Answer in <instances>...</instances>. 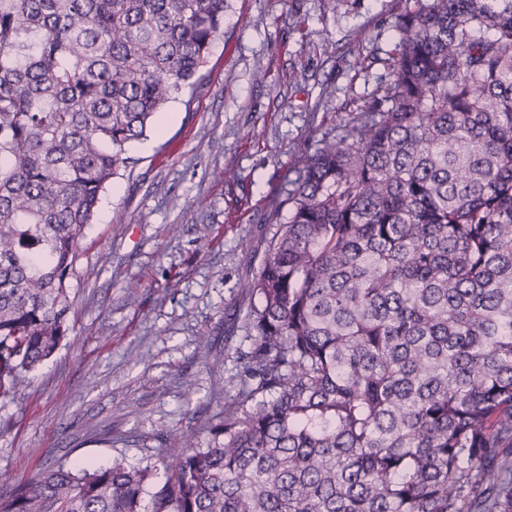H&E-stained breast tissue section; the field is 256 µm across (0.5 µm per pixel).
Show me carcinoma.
Returning a JSON list of instances; mask_svg holds the SVG:
<instances>
[{
  "label": "carcinoma",
  "mask_w": 512,
  "mask_h": 512,
  "mask_svg": "<svg viewBox=\"0 0 512 512\" xmlns=\"http://www.w3.org/2000/svg\"><path fill=\"white\" fill-rule=\"evenodd\" d=\"M228 0H0V398L59 348L100 193ZM298 147L234 398L157 466L58 465L0 512H512V0H414Z\"/></svg>",
  "instance_id": "1"
}]
</instances>
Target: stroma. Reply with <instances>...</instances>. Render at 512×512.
<instances>
[{
    "instance_id": "35a3bbf8",
    "label": "stroma",
    "mask_w": 512,
    "mask_h": 512,
    "mask_svg": "<svg viewBox=\"0 0 512 512\" xmlns=\"http://www.w3.org/2000/svg\"><path fill=\"white\" fill-rule=\"evenodd\" d=\"M410 0H230L203 76L156 114L81 241L56 353L0 398V471L156 464L234 395L249 342L239 280L263 261L297 143L336 134L387 78ZM234 170L238 181L224 182Z\"/></svg>"
}]
</instances>
